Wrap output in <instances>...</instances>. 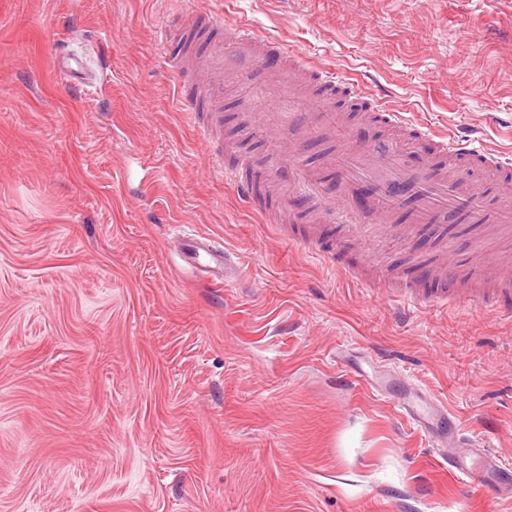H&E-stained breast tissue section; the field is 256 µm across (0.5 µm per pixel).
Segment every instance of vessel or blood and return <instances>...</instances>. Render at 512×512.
<instances>
[{
	"instance_id": "vessel-or-blood-1",
	"label": "vessel or blood",
	"mask_w": 512,
	"mask_h": 512,
	"mask_svg": "<svg viewBox=\"0 0 512 512\" xmlns=\"http://www.w3.org/2000/svg\"><path fill=\"white\" fill-rule=\"evenodd\" d=\"M225 39V44L204 48L197 56L194 67H186L180 61L174 65L178 78L191 75L200 82V91L207 99L206 119L197 126L203 142H210L213 132L224 126V70L235 63L234 56L225 55L224 47L228 44L237 48L246 47L252 50L254 60L282 67L288 78L286 91L295 109L284 116L285 129L280 152L287 156L288 172L301 191L315 194L321 185L316 174L301 163L302 132L331 135L342 133L346 128L344 115L326 107L327 102L335 96L359 102L377 123L405 129L411 143L427 142L432 146L431 152L418 157L411 164L403 158V146L391 142L358 140L340 150L335 164L342 179V200L337 205L327 206L329 216L355 223H390L398 201L389 194L388 189L391 185L400 184L412 187L416 193L417 223L444 221L459 212L469 214L476 222L512 223L511 202L494 209L488 208L478 181L461 179L451 172L458 163L471 164L488 174L512 166L511 160L503 158L481 139L464 140L453 133L436 130L431 125L412 122L401 109L371 93L361 80L343 77L301 54L287 50L279 40L259 36L248 22L240 21L226 26ZM55 67L58 79L66 85H86L100 79L99 74L78 56L56 57ZM307 106L312 108L313 117L300 118L299 109ZM248 165V160H238L228 174L245 201L256 208L260 200L254 195L253 187L245 176ZM180 251L189 265L209 275L214 283L223 285L241 274L235 254L220 248L207 236L194 234L184 238ZM314 253L331 269L345 270V242L317 246ZM495 296V291L486 288L445 290L430 296L424 289L408 281L397 288L393 301L408 307L430 301L440 305H457L465 301L484 304L493 301ZM399 410L410 423L425 428L437 416L447 413L448 407L436 394L419 391L413 401L401 403ZM436 445L439 449L438 462L447 467L464 486L479 488L492 499L512 500V481L504 478L502 464L484 449L474 447L467 454H459L450 450V439L444 434L437 436Z\"/></svg>"
}]
</instances>
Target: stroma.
I'll return each instance as SVG.
<instances>
[{"label": "stroma", "instance_id": "stroma-1", "mask_svg": "<svg viewBox=\"0 0 512 512\" xmlns=\"http://www.w3.org/2000/svg\"><path fill=\"white\" fill-rule=\"evenodd\" d=\"M200 7L512 152V0H0V512H512L461 487L397 408L407 386L434 391L435 430L512 471V288L472 276L493 226L415 224L405 203L373 245L308 198L252 209L186 118L179 41L160 44ZM60 46L102 84H58ZM261 90L285 94L254 60L224 74V139L267 183L282 171L249 110ZM339 148H302L334 201ZM188 227L238 255V283L183 268ZM335 237L374 287L309 254ZM448 239L494 304L392 306L416 265L442 287ZM375 347L396 381L349 389L337 359L371 375Z\"/></svg>", "mask_w": 512, "mask_h": 512}]
</instances>
